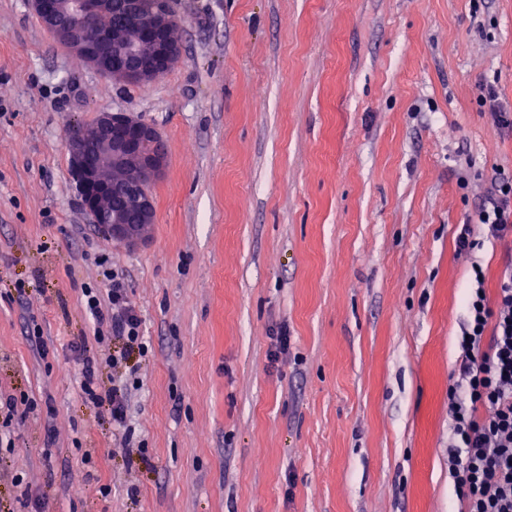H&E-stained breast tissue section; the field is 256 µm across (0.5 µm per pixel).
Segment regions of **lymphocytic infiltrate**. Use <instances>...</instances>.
I'll list each match as a JSON object with an SVG mask.
<instances>
[{
	"instance_id": "lymphocytic-infiltrate-1",
	"label": "lymphocytic infiltrate",
	"mask_w": 512,
	"mask_h": 512,
	"mask_svg": "<svg viewBox=\"0 0 512 512\" xmlns=\"http://www.w3.org/2000/svg\"><path fill=\"white\" fill-rule=\"evenodd\" d=\"M480 224L498 238L512 236V181L495 179L479 214ZM107 291L86 288L83 303L96 322L94 340L120 342L112 354V388L102 390L93 357L80 355L74 368L82 397L107 405L112 429L124 443H135L142 464L151 457L145 442H134L128 401L143 384L131 356L147 361L153 347L122 279L103 271ZM468 326L460 341L456 386L448 394L454 443L448 450L458 512H512V269L504 271L495 303L484 289L465 299Z\"/></svg>"
}]
</instances>
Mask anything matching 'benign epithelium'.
Here are the masks:
<instances>
[{"label": "benign epithelium", "mask_w": 512, "mask_h": 512, "mask_svg": "<svg viewBox=\"0 0 512 512\" xmlns=\"http://www.w3.org/2000/svg\"><path fill=\"white\" fill-rule=\"evenodd\" d=\"M30 6L74 55L127 83L155 80L181 54L170 0H136L118 29L103 25L112 0H30ZM68 143L93 222L128 246L143 240L156 218L151 187L167 167L160 131L127 112H101L73 129Z\"/></svg>", "instance_id": "obj_1"}]
</instances>
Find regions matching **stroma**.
Returning a JSON list of instances; mask_svg holds the SVG:
<instances>
[{
  "label": "stroma",
  "instance_id": "obj_1",
  "mask_svg": "<svg viewBox=\"0 0 512 512\" xmlns=\"http://www.w3.org/2000/svg\"><path fill=\"white\" fill-rule=\"evenodd\" d=\"M172 6L181 55L133 85L0 0V398L38 403L0 446V512H456L463 298L512 265L478 224L512 179V127L478 101L512 104V0ZM102 111L167 144L134 248L72 171L67 134ZM103 255L153 343L129 402L148 467L72 378Z\"/></svg>",
  "mask_w": 512,
  "mask_h": 512
}]
</instances>
